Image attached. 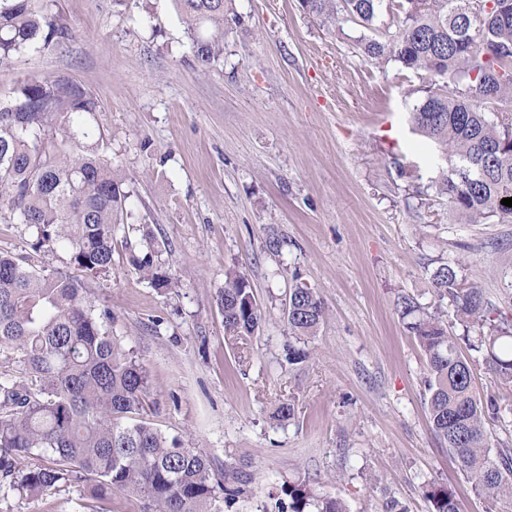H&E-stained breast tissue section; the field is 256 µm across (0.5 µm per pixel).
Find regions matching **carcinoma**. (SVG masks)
Returning <instances> with one entry per match:
<instances>
[{
    "mask_svg": "<svg viewBox=\"0 0 512 512\" xmlns=\"http://www.w3.org/2000/svg\"><path fill=\"white\" fill-rule=\"evenodd\" d=\"M201 69L224 54L228 0H173ZM390 0L397 30L379 24L383 0H300L326 27L342 20L371 35L360 39L363 58L396 62L420 75L410 119L450 162L436 194L471 224L512 223V0ZM68 30L33 0H0V65L31 48H50ZM94 100L79 86L25 80L0 98V220L36 234L35 254L24 260L0 253V350L21 355L31 384L0 373V476L6 491L38 497L67 481L93 484L103 501L112 491L143 501L142 512H232L257 474L210 461L145 420L148 372L106 326L110 309L97 310L81 281L39 265L40 253L59 245L84 276L112 271L113 229L132 219L129 193L118 170L104 164L88 116ZM146 249L130 255L132 268L156 289L171 287L151 230L139 228ZM434 302L400 296L399 315L427 366V410L432 432L458 463L475 492L494 502L512 499V448L487 426L489 406L473 388V365L448 330L441 310L449 300L456 318L477 335L469 343L497 382L512 389V324L493 317L498 307L485 289L461 274L460 263L440 261L431 276ZM218 307L233 340L259 330L264 311L242 272L225 274ZM325 313L315 288H288L284 315L295 340L314 336ZM311 351L288 343L285 361ZM129 423H122V420ZM29 460L19 470V460ZM434 512H460L446 487L427 484ZM277 512H347L338 498L304 480L272 488Z\"/></svg>",
    "mask_w": 512,
    "mask_h": 512,
    "instance_id": "1",
    "label": "carcinoma"
}]
</instances>
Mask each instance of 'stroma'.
<instances>
[{"mask_svg":"<svg viewBox=\"0 0 512 512\" xmlns=\"http://www.w3.org/2000/svg\"><path fill=\"white\" fill-rule=\"evenodd\" d=\"M69 37L0 66V95L60 80L97 104L98 153L120 170L132 224L114 227V267L85 278L113 336L146 367L143 416L213 461L259 478L234 512H269L268 493L303 479L349 512H433L422 486L451 489L460 512H512L479 496L431 430L428 367L395 308L434 300L438 259L456 260L497 298L512 278V224H469L432 187L446 163L408 121L422 79L377 68L361 28L323 27L299 0H231L224 56L201 70L173 0H34ZM148 225L174 279L160 292L129 264ZM279 249H270L272 239ZM247 274L265 311L246 344L226 339V271ZM318 289L325 319L307 362L288 366L282 314L291 277ZM474 388L501 410L512 394L484 364ZM294 406L293 419L273 412ZM88 483L0 498V512H87Z\"/></svg>","mask_w":512,"mask_h":512,"instance_id":"1","label":"stroma"}]
</instances>
